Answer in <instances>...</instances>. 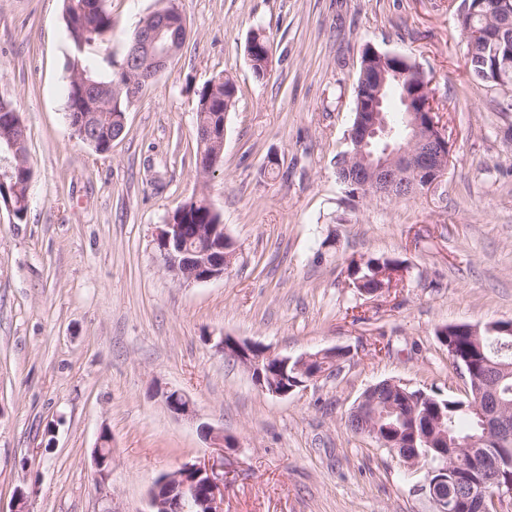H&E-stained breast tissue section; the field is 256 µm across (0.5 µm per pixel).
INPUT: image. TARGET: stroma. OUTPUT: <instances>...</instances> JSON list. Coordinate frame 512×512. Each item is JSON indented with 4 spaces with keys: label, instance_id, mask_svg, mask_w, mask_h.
<instances>
[{
    "label": "stroma",
    "instance_id": "1",
    "mask_svg": "<svg viewBox=\"0 0 512 512\" xmlns=\"http://www.w3.org/2000/svg\"><path fill=\"white\" fill-rule=\"evenodd\" d=\"M172 4L186 43L99 153L65 116L63 0H0V98L21 115L32 169L24 218L0 209V512L21 489L29 512H145L160 475L219 457L222 512H435L425 468L344 421L384 380L464 394L437 329L512 320V111L499 108L512 85L471 79L455 0H105L112 36L85 66L119 72L141 22ZM257 29L271 52L261 79L247 55ZM367 44L409 58L428 84L450 145L428 193L352 197L336 178ZM221 76L238 94L223 163L203 174L195 92ZM201 196L238 259L223 278L186 284L155 235ZM360 256L399 261L403 280L358 292L349 263ZM221 335L293 358L346 355L272 396L216 352ZM167 391L186 394L197 420L173 416ZM204 425L231 448L210 447Z\"/></svg>",
    "mask_w": 512,
    "mask_h": 512
}]
</instances>
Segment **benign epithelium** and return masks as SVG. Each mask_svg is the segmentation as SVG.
<instances>
[{"mask_svg":"<svg viewBox=\"0 0 512 512\" xmlns=\"http://www.w3.org/2000/svg\"><path fill=\"white\" fill-rule=\"evenodd\" d=\"M500 22L483 29L482 35L491 54H496L508 42L507 30L512 21V0H499ZM172 28L167 14L161 15V23L153 29L139 28L131 51V62L125 63L138 70L158 74L180 49V40H165V30ZM402 60L397 54L383 55L370 49L362 66L359 106L363 118L351 131L354 150L343 155L345 166L352 171L357 194L364 198L401 199L426 193L444 177L449 163L448 140L439 128L428 89L423 105L412 104L404 99L411 133L406 144H387L384 150L374 149L377 138L390 135L388 122L383 113L385 91L388 84L402 79L401 67L390 63ZM200 154L209 158L208 168H216L224 148V124L211 121L199 122ZM155 244L165 269L183 283H204L224 277L235 256L215 254L224 250V225L182 224L168 216L160 225ZM217 352L245 367L258 389L273 396H286L297 387L306 385L325 374L327 364L336 361L337 350L329 349L313 355L293 359L274 354L262 347L253 352L238 340L220 336L215 344ZM374 387L361 396L352 414L372 423L380 413L372 398ZM167 409L177 418L193 420L196 410L192 401L178 391L163 394ZM478 411L485 419L486 443L495 450L471 453L473 471L478 473V488L465 490V494L448 491V482L459 485V476L448 479V449L437 448L435 453L420 455L417 451H405L409 443L398 441L393 453L402 462L417 465L422 457L432 458L437 466L428 468L423 490L438 508V512H500L504 496H512V473L503 465L512 462L505 453L512 441V425L501 414L496 397L486 400ZM222 477L217 465L186 461L176 470L163 475L162 482L170 483L176 491L161 495L156 488L149 492L150 512H220L217 494Z\"/></svg>","mask_w":512,"mask_h":512,"instance_id":"7a95c632","label":"benign epithelium"}]
</instances>
